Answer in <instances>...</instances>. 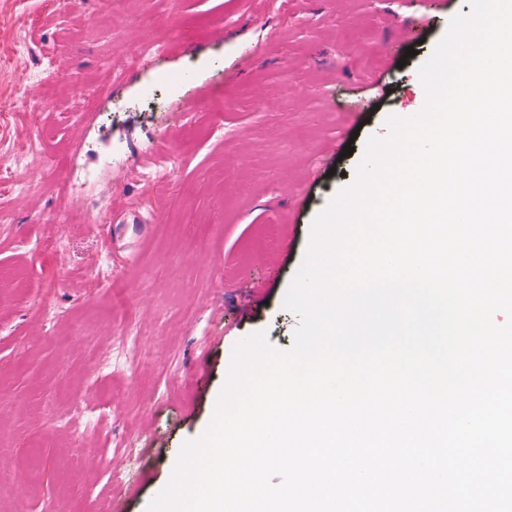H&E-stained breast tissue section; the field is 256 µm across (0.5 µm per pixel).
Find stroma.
I'll list each match as a JSON object with an SVG mask.
<instances>
[{"label":"stroma","mask_w":512,"mask_h":512,"mask_svg":"<svg viewBox=\"0 0 512 512\" xmlns=\"http://www.w3.org/2000/svg\"><path fill=\"white\" fill-rule=\"evenodd\" d=\"M470 0H0V512H146ZM222 39H214L216 27ZM163 40L122 80L111 58ZM415 48L406 56L407 48ZM211 95L190 112L198 87ZM44 131V150L28 151ZM354 145L345 155L346 145ZM174 173L141 175L154 147ZM151 217L116 224L112 202ZM59 223H50V216ZM165 436L145 445L148 432Z\"/></svg>","instance_id":"stroma-1"}]
</instances>
